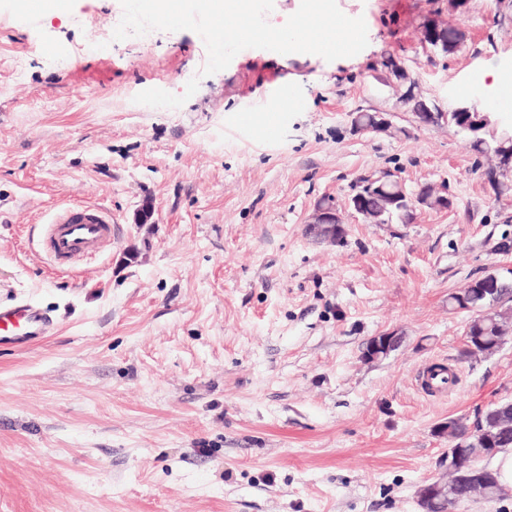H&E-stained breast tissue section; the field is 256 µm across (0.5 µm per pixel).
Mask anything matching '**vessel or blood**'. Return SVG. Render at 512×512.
<instances>
[{"label": "vessel or blood", "mask_w": 512, "mask_h": 512, "mask_svg": "<svg viewBox=\"0 0 512 512\" xmlns=\"http://www.w3.org/2000/svg\"><path fill=\"white\" fill-rule=\"evenodd\" d=\"M112 220L105 212L79 203L60 209L45 227L43 247L56 265L74 263L112 240ZM47 311L33 301L0 302V350H23L54 334Z\"/></svg>", "instance_id": "b4317fda"}]
</instances>
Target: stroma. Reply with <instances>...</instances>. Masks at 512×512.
<instances>
[{
	"label": "stroma",
	"mask_w": 512,
	"mask_h": 512,
	"mask_svg": "<svg viewBox=\"0 0 512 512\" xmlns=\"http://www.w3.org/2000/svg\"><path fill=\"white\" fill-rule=\"evenodd\" d=\"M364 17L351 57L248 48L202 75L191 30H152L92 49L120 0H69L31 18L0 0V301L37 300L55 333L0 351V512H421L420 486L448 453L440 425L512 400V334L459 360L472 315L448 297L512 270V189L495 194L468 140L400 107L379 61L402 58L441 110L468 104L512 132V0H337ZM466 35L444 56L425 18ZM495 70L499 84H470ZM178 108L135 103L159 88ZM468 92H461V85ZM255 126L232 132L254 98ZM359 109L394 112L395 135L354 133ZM447 186L445 210L410 224L343 213L346 236L306 223L362 176ZM103 208L112 243L54 268L40 228L67 203ZM151 206L149 224L135 223ZM402 342L368 361L366 341ZM456 366L430 396L420 368Z\"/></svg>",
	"instance_id": "obj_1"
}]
</instances>
